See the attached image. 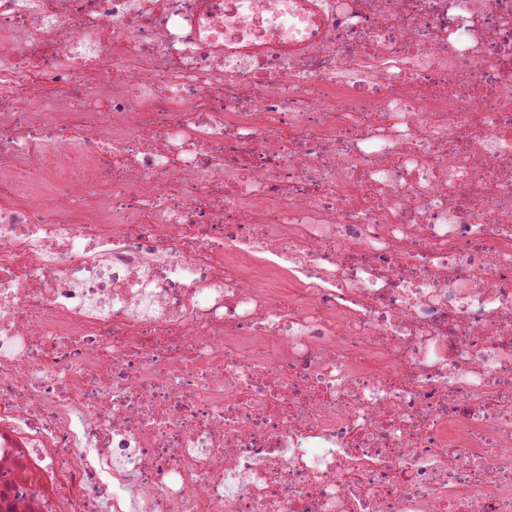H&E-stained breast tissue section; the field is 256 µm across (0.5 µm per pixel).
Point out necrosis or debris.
<instances>
[{
  "label": "necrosis or debris",
  "mask_w": 512,
  "mask_h": 512,
  "mask_svg": "<svg viewBox=\"0 0 512 512\" xmlns=\"http://www.w3.org/2000/svg\"><path fill=\"white\" fill-rule=\"evenodd\" d=\"M318 5L0 0V512H512V0Z\"/></svg>",
  "instance_id": "necrosis-or-debris-1"
}]
</instances>
